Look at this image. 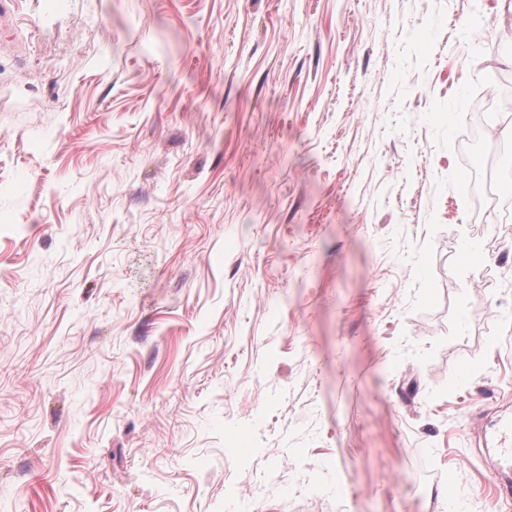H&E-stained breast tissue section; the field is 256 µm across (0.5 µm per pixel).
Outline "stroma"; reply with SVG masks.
<instances>
[{"mask_svg": "<svg viewBox=\"0 0 512 512\" xmlns=\"http://www.w3.org/2000/svg\"><path fill=\"white\" fill-rule=\"evenodd\" d=\"M512 0H6L0 512H498Z\"/></svg>", "mask_w": 512, "mask_h": 512, "instance_id": "1", "label": "stroma"}]
</instances>
